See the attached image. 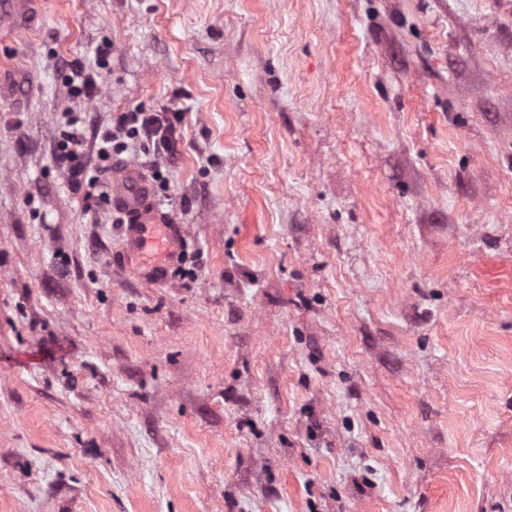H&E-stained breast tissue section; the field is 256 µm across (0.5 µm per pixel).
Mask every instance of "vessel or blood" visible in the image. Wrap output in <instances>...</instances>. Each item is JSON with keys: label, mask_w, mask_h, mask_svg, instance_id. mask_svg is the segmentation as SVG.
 I'll return each mask as SVG.
<instances>
[{"label": "vessel or blood", "mask_w": 512, "mask_h": 512, "mask_svg": "<svg viewBox=\"0 0 512 512\" xmlns=\"http://www.w3.org/2000/svg\"><path fill=\"white\" fill-rule=\"evenodd\" d=\"M111 198L113 207L128 218L122 227L116 262L131 270L136 280L143 284L166 283L170 262L179 258L186 247L184 228L168 223L164 212L153 200L151 186L134 167L122 169Z\"/></svg>", "instance_id": "obj_1"}]
</instances>
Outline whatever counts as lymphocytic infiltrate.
I'll use <instances>...</instances> for the list:
<instances>
[{
	"label": "lymphocytic infiltrate",
	"mask_w": 512,
	"mask_h": 512,
	"mask_svg": "<svg viewBox=\"0 0 512 512\" xmlns=\"http://www.w3.org/2000/svg\"><path fill=\"white\" fill-rule=\"evenodd\" d=\"M177 116L168 107L152 110L135 108L120 112L106 125L88 128L85 116L64 113L53 148L57 168L71 190L85 199L108 201L109 194L98 176L112 168L132 149H139L141 167L153 181L165 177L157 161L160 152L172 150L177 136Z\"/></svg>",
	"instance_id": "1"
}]
</instances>
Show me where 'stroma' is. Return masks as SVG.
<instances>
[{"label": "stroma", "mask_w": 512, "mask_h": 512, "mask_svg": "<svg viewBox=\"0 0 512 512\" xmlns=\"http://www.w3.org/2000/svg\"><path fill=\"white\" fill-rule=\"evenodd\" d=\"M29 8L0 39V512H512V0ZM162 105L190 249L146 287L53 144ZM69 73L65 78V87L72 96H89L96 87L98 74L87 71L80 64L68 65Z\"/></svg>", "instance_id": "1"}]
</instances>
